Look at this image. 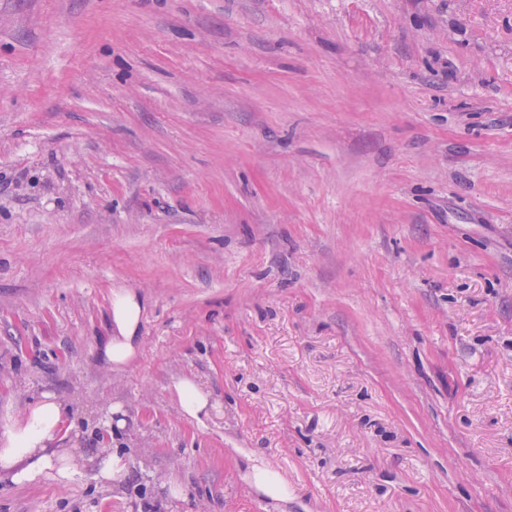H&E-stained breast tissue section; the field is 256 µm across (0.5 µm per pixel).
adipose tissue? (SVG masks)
Masks as SVG:
<instances>
[{
	"instance_id": "adipose-tissue-1",
	"label": "adipose tissue",
	"mask_w": 512,
	"mask_h": 512,
	"mask_svg": "<svg viewBox=\"0 0 512 512\" xmlns=\"http://www.w3.org/2000/svg\"><path fill=\"white\" fill-rule=\"evenodd\" d=\"M145 309L143 297L134 289L113 291L110 331L99 343V358L105 366L120 369L135 359ZM64 414L63 404L46 393L13 424L0 442V480L27 485L48 476L61 483L72 478L76 457L70 449L56 445Z\"/></svg>"
}]
</instances>
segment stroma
<instances>
[{"label":"stroma","mask_w":512,"mask_h":512,"mask_svg":"<svg viewBox=\"0 0 512 512\" xmlns=\"http://www.w3.org/2000/svg\"><path fill=\"white\" fill-rule=\"evenodd\" d=\"M45 393L0 512H512V0H0V433ZM146 309L143 297L132 288L112 292L109 308L110 331L99 343V358L110 368L128 366L137 356L141 345L140 328ZM174 389L184 414L198 421L201 420V414L208 415L209 396L195 382L181 378L174 384ZM64 414L63 404L45 393L13 424L0 448V481L27 485L52 476L66 484L72 478L77 458L56 446ZM97 459L96 478L102 483L109 484L117 480L125 470L123 459L111 451L102 452ZM254 482L258 488L272 496H281L286 491V484L273 471L266 467L255 468Z\"/></svg>","instance_id":"stroma-1"}]
</instances>
